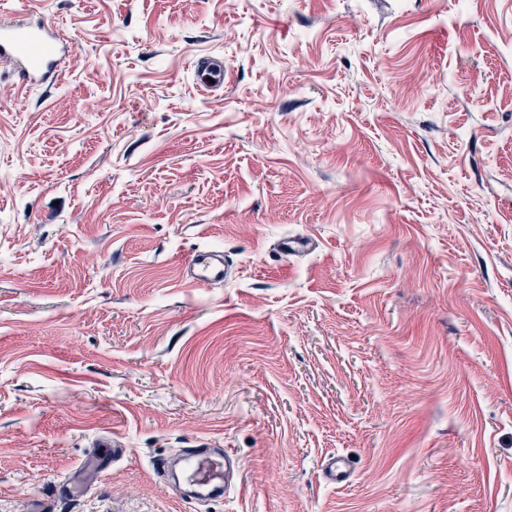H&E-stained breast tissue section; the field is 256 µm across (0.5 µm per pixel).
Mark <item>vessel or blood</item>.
Returning <instances> with one entry per match:
<instances>
[{"label":"vessel or blood","instance_id":"1","mask_svg":"<svg viewBox=\"0 0 512 512\" xmlns=\"http://www.w3.org/2000/svg\"><path fill=\"white\" fill-rule=\"evenodd\" d=\"M67 51L60 35L50 24L0 22V58L9 59L14 72L29 87L56 83L60 77L59 65ZM195 76L203 90L213 93L224 87V68L216 59L202 56L195 60ZM194 274L191 285L206 286L226 279L229 269L223 258L210 254H198L187 263ZM232 451L213 454L196 448L186 452L187 467L184 482L202 489L208 496L223 495L231 485ZM323 478L336 485L349 484L352 471L345 460L335 457L329 460L322 471Z\"/></svg>","mask_w":512,"mask_h":512}]
</instances>
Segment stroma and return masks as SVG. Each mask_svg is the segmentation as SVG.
I'll return each mask as SVG.
<instances>
[{
  "label": "stroma",
  "mask_w": 512,
  "mask_h": 512,
  "mask_svg": "<svg viewBox=\"0 0 512 512\" xmlns=\"http://www.w3.org/2000/svg\"><path fill=\"white\" fill-rule=\"evenodd\" d=\"M1 17L72 43L52 85L0 65V512H512V0ZM201 443L241 477L188 502L157 465ZM195 76L198 85L207 92L214 93L224 87L223 64L210 56L196 58ZM210 80H214V83H210ZM186 267L193 271L195 267L199 268L188 280V283L192 286H206L214 282H222L229 273V266L226 262L224 266L223 255L218 253H198L186 263ZM352 471L341 457H332L322 470L323 478L336 485H347L351 482Z\"/></svg>",
  "instance_id": "stroma-1"
}]
</instances>
